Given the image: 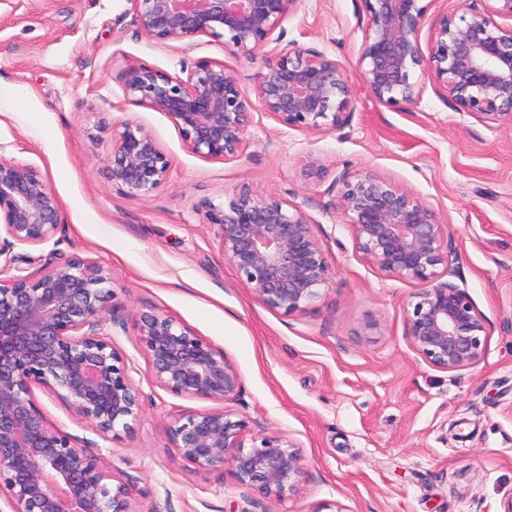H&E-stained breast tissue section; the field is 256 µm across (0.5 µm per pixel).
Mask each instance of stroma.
Here are the masks:
<instances>
[{
  "instance_id": "35a3bbf8",
  "label": "stroma",
  "mask_w": 512,
  "mask_h": 512,
  "mask_svg": "<svg viewBox=\"0 0 512 512\" xmlns=\"http://www.w3.org/2000/svg\"><path fill=\"white\" fill-rule=\"evenodd\" d=\"M129 0H0V156L27 164L60 206L57 243L14 248L18 267L41 271L51 251L112 272L113 347L144 395L130 430L106 439L77 423L53 394L35 391L49 423L78 446L107 454L135 512H507L512 507V128L458 112L425 82L400 109L358 93L347 125L313 134L258 113L238 157L203 158L167 116L133 104L119 80L130 63L170 74L203 57L252 89L262 57L235 56L197 38L160 45L137 34ZM366 19L361 0H299L283 39L355 70ZM132 121L169 162L166 184L132 200L113 187L97 139ZM319 156L320 171L308 167ZM374 169L438 207L449 258L486 318L481 361L445 371L407 338L418 284L386 277L356 249L332 205L342 181ZM247 183L258 195L304 204L334 276L309 310L263 306L225 264L195 209ZM156 310L181 321L237 368L232 407L252 433L299 445L305 476L274 502L244 489L232 469L199 471L166 427L205 401L158 386L134 318Z\"/></svg>"
}]
</instances>
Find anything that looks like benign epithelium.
I'll return each mask as SVG.
<instances>
[{
  "label": "benign epithelium",
  "instance_id": "benign-epithelium-1",
  "mask_svg": "<svg viewBox=\"0 0 512 512\" xmlns=\"http://www.w3.org/2000/svg\"><path fill=\"white\" fill-rule=\"evenodd\" d=\"M140 36L156 43L208 36L233 54L253 56L299 0H128ZM366 27L357 72L380 105L399 108L422 93L416 75L443 87L457 111L512 128V0H461L466 11L439 13L427 43L426 0H362ZM127 96L165 114L186 147L229 160L246 148L258 110L311 133L341 127L354 81L337 61L293 43L263 59L253 89L222 62L197 60L187 77L131 63L119 74ZM113 185L142 199L167 181L169 160L145 128L121 124L106 157ZM334 208L350 224L356 248L383 275L415 282L407 336L431 366L455 371L483 358L490 329L448 255V225L412 191L374 171L342 180ZM196 210L213 226L224 263L265 307L284 315L308 310L333 270L303 205L259 196L243 183L216 205ZM62 224L56 195L32 167L0 156V497L9 512H134L129 489L114 484L105 457L52 426L35 402L44 389L104 438L127 431L144 411L123 355L105 326L113 299L104 266L52 253L38 276L12 273L17 246L51 241ZM154 381L174 395L217 407L180 414L167 425L172 447L198 470H235L241 485L281 500L305 475L298 444L281 432L255 435L227 404L241 379L207 339L158 311L135 317Z\"/></svg>",
  "mask_w": 512,
  "mask_h": 512
}]
</instances>
